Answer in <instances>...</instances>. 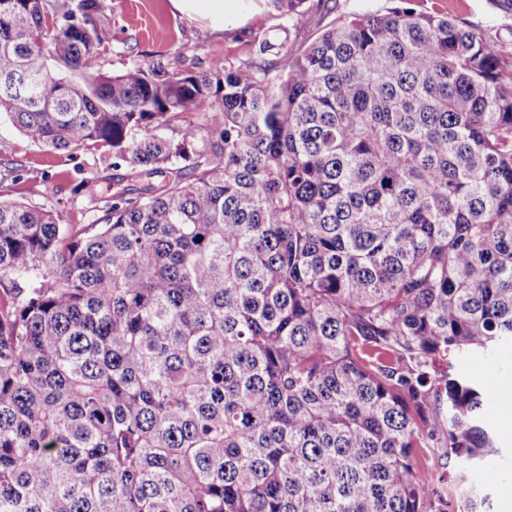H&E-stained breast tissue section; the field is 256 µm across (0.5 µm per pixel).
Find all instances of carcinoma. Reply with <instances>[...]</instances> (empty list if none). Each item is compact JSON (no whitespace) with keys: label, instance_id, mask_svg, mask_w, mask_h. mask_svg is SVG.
I'll return each instance as SVG.
<instances>
[{"label":"carcinoma","instance_id":"carcinoma-1","mask_svg":"<svg viewBox=\"0 0 512 512\" xmlns=\"http://www.w3.org/2000/svg\"><path fill=\"white\" fill-rule=\"evenodd\" d=\"M108 12L0 0V115L131 181L0 200V512H448L414 450L493 447L435 365L512 340V52L395 7L111 74Z\"/></svg>","mask_w":512,"mask_h":512}]
</instances>
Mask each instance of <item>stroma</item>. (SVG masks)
Wrapping results in <instances>:
<instances>
[{
    "mask_svg": "<svg viewBox=\"0 0 512 512\" xmlns=\"http://www.w3.org/2000/svg\"><path fill=\"white\" fill-rule=\"evenodd\" d=\"M411 7L435 15L449 16L467 25H477L490 35L512 39V9L498 8L489 0H411ZM316 0H305L295 26L268 0H242V13L210 21L191 19L173 10L170 0H112V42L103 50L104 71L117 73L135 61L163 58L169 70L203 72L213 58L244 60L251 42L264 37L287 36L293 50H303L328 24ZM21 180H14V168ZM89 177V188L78 189L81 177ZM120 173L111 161L90 151L54 150L29 142L7 118H0V198L19 200L36 207L70 212L73 223H102L106 202L121 190ZM512 366V348L501 347L459 364L455 355L438 363L439 374L465 367L483 387V400L491 413L489 430L495 448L485 455L471 477L481 480L493 473L498 481L490 488L491 512H502L504 495L500 476L512 475V409L500 405L502 365Z\"/></svg>",
    "mask_w": 512,
    "mask_h": 512,
    "instance_id": "1",
    "label": "stroma"
}]
</instances>
